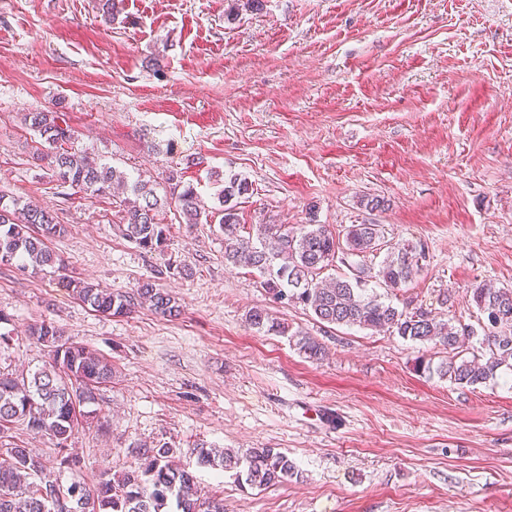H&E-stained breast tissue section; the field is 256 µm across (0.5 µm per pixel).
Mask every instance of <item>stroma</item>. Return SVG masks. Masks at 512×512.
Here are the masks:
<instances>
[{
  "mask_svg": "<svg viewBox=\"0 0 512 512\" xmlns=\"http://www.w3.org/2000/svg\"><path fill=\"white\" fill-rule=\"evenodd\" d=\"M102 4L0 0V190L67 226L50 243L63 269L0 266V370L43 365L28 328L50 319L113 372L59 481L95 484L132 444L161 441L224 512H512V369L473 387L419 373L442 347L273 303L257 271L225 265L217 225L173 210L164 249L139 248L118 231L120 197L65 195L22 120L61 112L76 148L134 174L177 169L210 205L241 175L248 226L376 224L422 243L398 308L478 332L471 289L512 286V0H120L111 21ZM66 276L127 292L152 278L183 312L100 314ZM255 306L316 336L324 359L250 329ZM200 442L275 448L299 475L253 489L197 467Z\"/></svg>",
  "mask_w": 512,
  "mask_h": 512,
  "instance_id": "stroma-1",
  "label": "stroma"
}]
</instances>
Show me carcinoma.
I'll return each mask as SVG.
<instances>
[{"label":"carcinoma","instance_id":"1","mask_svg":"<svg viewBox=\"0 0 512 512\" xmlns=\"http://www.w3.org/2000/svg\"><path fill=\"white\" fill-rule=\"evenodd\" d=\"M24 121L40 138L36 159L47 163L61 186L97 197L112 195L115 185L127 189L118 230L143 250L164 246L168 225L160 222V213L171 207L189 227L211 224L218 214L224 263L259 271L261 285L273 299L300 304L325 324L364 329L386 326L415 344H439L448 357L435 364L421 356L417 371L436 374L462 387L486 382L512 361L509 286L489 282L471 289L469 300L486 315L488 325L479 346L469 349L465 341L473 334L470 328L457 326L421 305L400 310L391 300L368 292L373 278L391 292L411 283L423 269L417 260L422 244L385 241L376 224L351 225L341 242L323 224H254L247 231L231 205L232 199L249 191V183L242 177L225 178L217 195L219 206L206 208L195 187L184 183L178 170L168 171L160 181L142 175L131 180L118 168L74 149V130L56 111L28 112ZM66 232L67 226L56 222L48 211L0 191L1 265L33 271L63 267L48 242ZM382 249L386 257L375 272L356 263L349 276L320 277L340 255L359 256ZM67 287L94 310L111 316L127 313L136 301L162 318L181 314L176 298L151 279L140 282L132 296L77 279L68 280ZM245 319L258 333L290 335L298 352L311 361L325 356L324 345L316 337L289 334L288 324L264 307L250 309ZM29 336L48 349L44 366L25 377L0 371V512H56L53 502L43 495L56 482L51 467L27 446L1 439L23 426L51 436L59 452L67 451L79 425L78 418L71 416V398L82 389L112 381V365L86 346L63 338L55 322L45 319L32 324ZM176 453L166 442L137 444L135 462L120 475L104 478L92 487L77 481L64 487L66 495L76 494L71 512H224V501L203 495L193 472L177 464ZM192 453L197 466L232 472L252 488L298 477L295 462L274 448L223 450L202 444Z\"/></svg>","mask_w":512,"mask_h":512}]
</instances>
